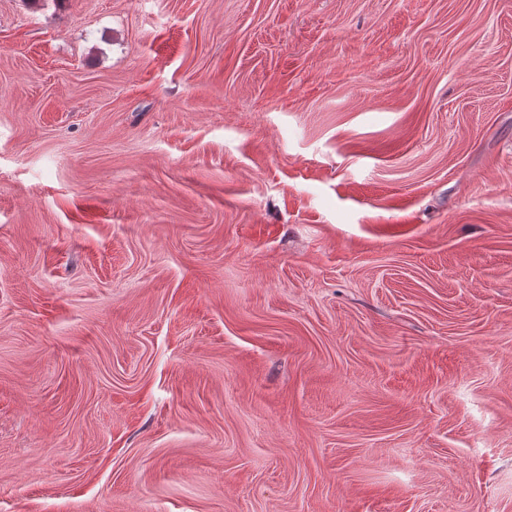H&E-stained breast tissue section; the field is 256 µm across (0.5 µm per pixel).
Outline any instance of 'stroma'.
Wrapping results in <instances>:
<instances>
[{
    "label": "stroma",
    "mask_w": 512,
    "mask_h": 512,
    "mask_svg": "<svg viewBox=\"0 0 512 512\" xmlns=\"http://www.w3.org/2000/svg\"><path fill=\"white\" fill-rule=\"evenodd\" d=\"M0 512H512V0H0Z\"/></svg>",
    "instance_id": "1"
}]
</instances>
